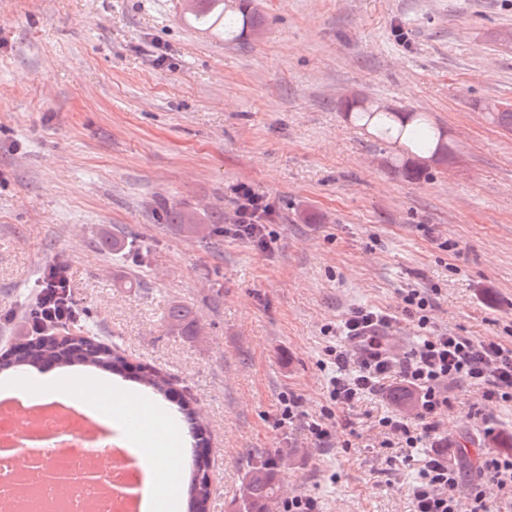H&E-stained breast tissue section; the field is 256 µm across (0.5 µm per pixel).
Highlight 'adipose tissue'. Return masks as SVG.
I'll return each mask as SVG.
<instances>
[{"label": "adipose tissue", "instance_id": "1", "mask_svg": "<svg viewBox=\"0 0 512 512\" xmlns=\"http://www.w3.org/2000/svg\"><path fill=\"white\" fill-rule=\"evenodd\" d=\"M28 388L33 403L74 400L97 413L101 424L124 436L129 453L146 474L141 488L145 512H157L164 504L171 512H180L181 478L187 459L178 430L166 411L142 399L136 390L108 379L88 378L85 390L77 392L66 376L51 372L32 377ZM105 392L112 396L108 407L99 401Z\"/></svg>", "mask_w": 512, "mask_h": 512}]
</instances>
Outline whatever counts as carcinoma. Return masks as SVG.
Masks as SVG:
<instances>
[{
  "label": "carcinoma",
  "mask_w": 512,
  "mask_h": 512,
  "mask_svg": "<svg viewBox=\"0 0 512 512\" xmlns=\"http://www.w3.org/2000/svg\"><path fill=\"white\" fill-rule=\"evenodd\" d=\"M185 14L198 24L223 29L224 40L228 42L241 39L246 30H255L259 26L258 15L248 9L246 0H240L236 8L231 0H188ZM350 114L361 126L371 129L377 138L400 144L402 154L396 158V167L409 177H421L423 171L411 167V159L434 155L442 136L441 130L433 126L425 114L381 111L374 107L354 108ZM160 218L166 224L177 225L190 237L205 238L213 231V225L202 221L194 211L176 204L164 206ZM166 322L170 330L185 336H198L202 332L193 310L182 304L168 307ZM45 363L59 367L85 366L112 373H120L126 367L124 357L98 336L60 343L51 335H31L24 354L9 352L0 356V371L15 376ZM136 380L159 395L172 396L171 383L154 369L139 371ZM177 407L196 448L189 477L188 512H209L211 488L206 429L188 400H178ZM278 489L277 464L267 460L251 466L242 481L236 512H271L278 498Z\"/></svg>",
  "instance_id": "cac0c4a2"
}]
</instances>
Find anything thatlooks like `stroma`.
Masks as SVG:
<instances>
[{
  "mask_svg": "<svg viewBox=\"0 0 512 512\" xmlns=\"http://www.w3.org/2000/svg\"><path fill=\"white\" fill-rule=\"evenodd\" d=\"M240 41L187 25L182 0H0V352L25 343L23 313L47 263L69 268L89 332L133 367L162 370L208 426L210 512H234L249 466L282 457L281 497L318 512H411L416 470L384 447L380 417H413L395 387L328 407V348L360 308L394 316L432 288L431 330L512 345V0H254ZM357 96L428 113L454 153L417 179L396 148L355 126ZM268 197L276 244L235 233L232 188ZM177 203L208 238L160 223ZM130 240L115 257L101 237ZM191 307L203 335L164 322ZM301 402L281 418V397ZM439 431L467 497L479 454L512 440V403L452 381Z\"/></svg>",
  "mask_w": 512,
  "mask_h": 512,
  "instance_id": "obj_1",
  "label": "stroma"
}]
</instances>
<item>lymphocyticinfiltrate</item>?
I'll use <instances>...</instances> for the list:
<instances>
[{
    "instance_id": "1",
    "label": "lymphocytic infiltrate",
    "mask_w": 512,
    "mask_h": 512,
    "mask_svg": "<svg viewBox=\"0 0 512 512\" xmlns=\"http://www.w3.org/2000/svg\"><path fill=\"white\" fill-rule=\"evenodd\" d=\"M233 192L237 235L261 251L271 250L276 238L268 228L274 212L268 198L244 183L237 184ZM47 269L49 275L41 280L35 308L46 322L61 323L75 312L68 267L56 261L48 264ZM392 323V315L362 309L345 319L346 335L362 338L369 355L356 370L349 372L343 352L330 350L334 364L342 370L341 375L329 380L330 404L339 408L353 405L362 396L377 391L391 373H400L416 396L417 422L409 424L394 414L382 417L379 424L406 448L405 463L417 468L411 488L413 512H491L496 499L512 497V455L481 457L476 463L480 479L462 498L455 493L460 472L444 449L421 458L416 450L438 432V420L448 409L449 381L482 388L487 400L512 403V346L446 331L424 337L410 354L398 360L382 341Z\"/></svg>"
}]
</instances>
